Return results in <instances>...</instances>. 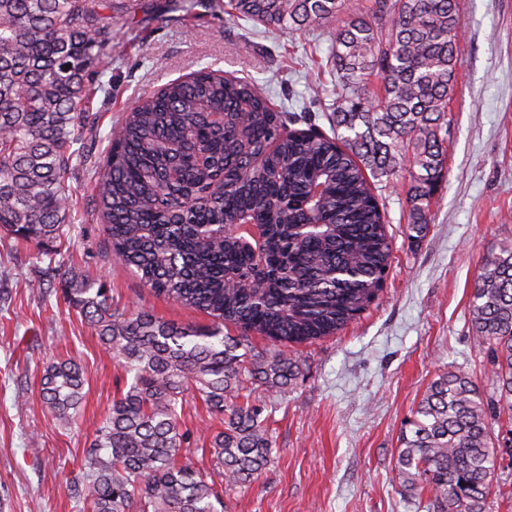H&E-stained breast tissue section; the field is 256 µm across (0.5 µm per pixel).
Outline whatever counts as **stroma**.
<instances>
[{
	"instance_id": "stroma-1",
	"label": "stroma",
	"mask_w": 512,
	"mask_h": 512,
	"mask_svg": "<svg viewBox=\"0 0 512 512\" xmlns=\"http://www.w3.org/2000/svg\"><path fill=\"white\" fill-rule=\"evenodd\" d=\"M463 33L449 109L447 177L426 235L412 231L402 180L379 183L393 260L378 299L339 334L288 349L301 372L276 400L275 459L226 512H415L395 468L400 430L429 382L459 370L490 392L487 355L472 337L469 300L484 255L512 241V0H457ZM172 14L148 29L120 23L104 92L88 105L86 158L70 176L71 237L44 288L42 248L0 230V512H82L75 488L95 431L125 384L123 369L64 301L67 277L102 282L119 306L182 325L205 313L155 296L112 256L92 183L113 127L143 93L209 66L254 80L274 106L313 111V85L332 89L329 31L282 35L224 11ZM74 359L86 371L72 424L40 397L44 369Z\"/></svg>"
}]
</instances>
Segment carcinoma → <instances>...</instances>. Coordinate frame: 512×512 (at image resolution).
I'll return each instance as SVG.
<instances>
[{
  "mask_svg": "<svg viewBox=\"0 0 512 512\" xmlns=\"http://www.w3.org/2000/svg\"><path fill=\"white\" fill-rule=\"evenodd\" d=\"M231 16L281 33L337 22L332 135L316 115L273 108L253 81L202 67L126 110L95 180L112 256L157 296L217 326L119 309L103 285L64 288L130 375L96 429L81 470L86 512H224L208 472L178 463L192 433L186 393L223 417L208 437L212 471L232 491L271 462L268 403L300 362L280 347L336 334L382 291L392 261L373 192L408 177V223L430 224L445 179L448 109L462 21L457 0H228ZM212 0H128L133 21ZM117 0H0V229L39 244L68 232V174L85 156L82 107L104 88ZM306 125L296 129L297 123ZM493 391L466 374L429 384L399 436L401 491L426 512H489L504 460L491 421L512 416V244L488 251L469 301ZM271 349L257 351L249 337ZM84 370L50 364L43 404L69 422Z\"/></svg>",
  "mask_w": 512,
  "mask_h": 512,
  "instance_id": "cac0c4a2",
  "label": "carcinoma"
}]
</instances>
